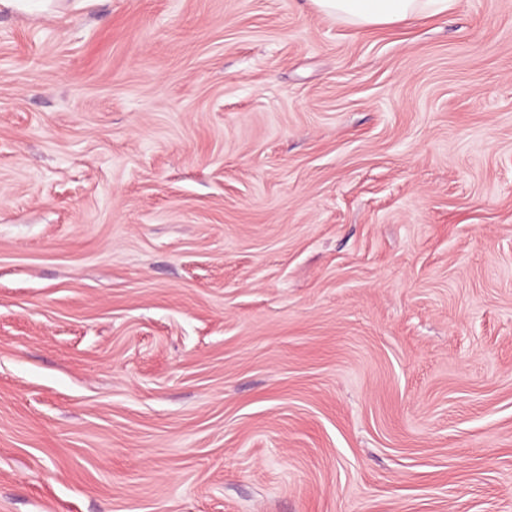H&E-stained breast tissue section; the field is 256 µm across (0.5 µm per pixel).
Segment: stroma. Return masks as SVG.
<instances>
[{
    "label": "stroma",
    "instance_id": "1",
    "mask_svg": "<svg viewBox=\"0 0 512 512\" xmlns=\"http://www.w3.org/2000/svg\"><path fill=\"white\" fill-rule=\"evenodd\" d=\"M0 512H512V0L0 7ZM317 10L355 26L404 22L448 11L456 0H310Z\"/></svg>",
    "mask_w": 512,
    "mask_h": 512
}]
</instances>
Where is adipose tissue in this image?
I'll return each instance as SVG.
<instances>
[{"instance_id": "obj_1", "label": "adipose tissue", "mask_w": 512, "mask_h": 512, "mask_svg": "<svg viewBox=\"0 0 512 512\" xmlns=\"http://www.w3.org/2000/svg\"><path fill=\"white\" fill-rule=\"evenodd\" d=\"M317 10L355 26L385 25L437 15L455 0H312Z\"/></svg>"}]
</instances>
